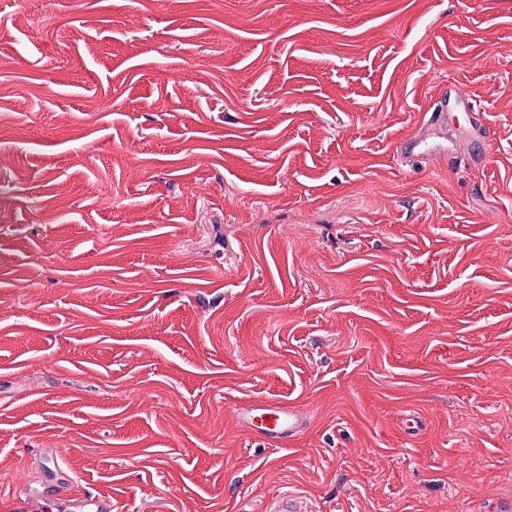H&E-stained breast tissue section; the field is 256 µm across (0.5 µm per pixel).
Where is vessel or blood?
I'll return each mask as SVG.
<instances>
[{"label": "vessel or blood", "instance_id": "obj_1", "mask_svg": "<svg viewBox=\"0 0 512 512\" xmlns=\"http://www.w3.org/2000/svg\"><path fill=\"white\" fill-rule=\"evenodd\" d=\"M474 109L475 102L463 87H450L447 93L434 101L432 115L420 131L397 142V155L408 164L455 156L462 134L454 127L452 115ZM236 418L244 429L261 441L278 446L294 440L308 424V417L303 411L268 399H253L239 404ZM52 456L50 449H43L39 456L40 467L28 476L30 498L53 500L67 481L68 476L62 469L48 466L47 461Z\"/></svg>", "mask_w": 512, "mask_h": 512}]
</instances>
